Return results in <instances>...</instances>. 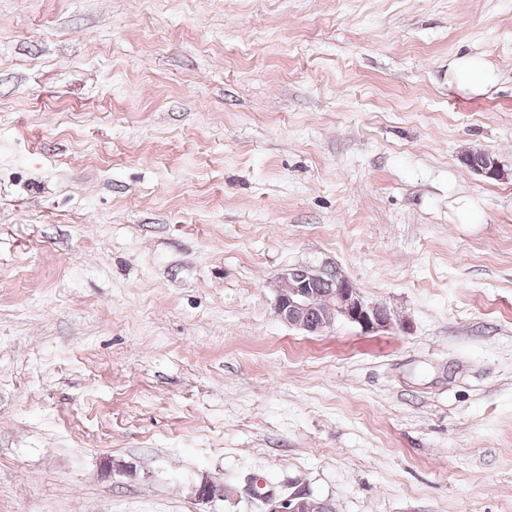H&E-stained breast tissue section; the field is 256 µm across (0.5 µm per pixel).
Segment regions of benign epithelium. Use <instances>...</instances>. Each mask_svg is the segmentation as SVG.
Instances as JSON below:
<instances>
[{
  "label": "benign epithelium",
  "instance_id": "obj_1",
  "mask_svg": "<svg viewBox=\"0 0 512 512\" xmlns=\"http://www.w3.org/2000/svg\"><path fill=\"white\" fill-rule=\"evenodd\" d=\"M328 275L336 276V291L324 311L322 330L333 327L338 321L359 325L362 330L372 333L395 326L390 311L380 305L368 302L339 269L325 267L296 266L285 270L281 279L290 284V289L281 288L275 302L277 316L290 326L310 331L306 323L314 307V288ZM265 501V512H322L324 504L307 492L297 491L277 499L267 494L260 495Z\"/></svg>",
  "mask_w": 512,
  "mask_h": 512
}]
</instances>
